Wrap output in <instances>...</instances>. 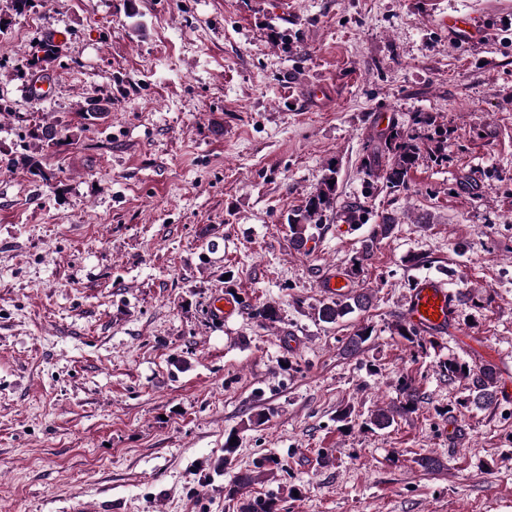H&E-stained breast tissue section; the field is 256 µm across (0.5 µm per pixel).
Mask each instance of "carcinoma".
<instances>
[{"label": "carcinoma", "instance_id": "obj_1", "mask_svg": "<svg viewBox=\"0 0 512 512\" xmlns=\"http://www.w3.org/2000/svg\"><path fill=\"white\" fill-rule=\"evenodd\" d=\"M415 129L409 131L397 127L391 128L384 135L368 159L366 168L371 177H381L392 188L403 187L407 183L409 172L416 166L419 159L426 155L436 162L446 159L445 143L448 140V129L437 123L436 117L429 112H418L414 115ZM60 141L57 126L44 122L33 131L34 154L27 157V165L34 176L40 173L37 155L58 146ZM336 179V167L329 166L316 191L305 201L304 205L288 215L290 244L300 251L310 240V230L327 219V213L336 209V186L330 181ZM395 230V224L389 218L375 225L369 238L358 256L352 260L350 274L360 272L364 262L368 260L374 240L386 238ZM370 298L365 293H353L341 298L324 302L317 309V319L326 324H336L355 310L369 307ZM370 330L362 327L348 338L345 351L353 354L358 352L369 339ZM448 380L468 381V395L463 405L486 409L497 400L499 375L494 365L485 363L479 367H463V363L450 359L445 365ZM420 403L418 391L405 387L400 400L394 404L379 407L371 411L363 421V427L375 431L389 428L396 417L414 412ZM274 462L271 457H261L254 462V469L237 474L224 486V496L233 500L241 490L260 479L266 467ZM240 512H278L275 498L271 496L257 497L242 502Z\"/></svg>", "mask_w": 512, "mask_h": 512}]
</instances>
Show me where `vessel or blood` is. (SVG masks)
I'll use <instances>...</instances> for the list:
<instances>
[{"instance_id": "obj_1", "label": "vessel or blood", "mask_w": 512, "mask_h": 512, "mask_svg": "<svg viewBox=\"0 0 512 512\" xmlns=\"http://www.w3.org/2000/svg\"><path fill=\"white\" fill-rule=\"evenodd\" d=\"M445 27L462 42L480 38L482 30L478 21L463 17L445 20ZM321 288L329 296L349 293L352 283L340 271H331L321 279ZM242 309L239 300L231 295H214L208 303L210 320L221 324L238 315ZM404 318L418 335L429 338L462 339L464 332L458 320V297L448 287L445 278L434 274L415 277L408 296Z\"/></svg>"}]
</instances>
